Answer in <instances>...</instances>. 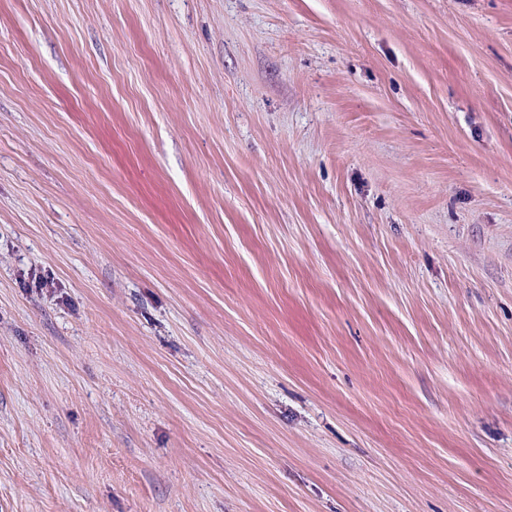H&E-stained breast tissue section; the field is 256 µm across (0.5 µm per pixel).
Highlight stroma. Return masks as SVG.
I'll return each instance as SVG.
<instances>
[{
	"mask_svg": "<svg viewBox=\"0 0 512 512\" xmlns=\"http://www.w3.org/2000/svg\"><path fill=\"white\" fill-rule=\"evenodd\" d=\"M0 512H512V0H0Z\"/></svg>",
	"mask_w": 512,
	"mask_h": 512,
	"instance_id": "35a3bbf8",
	"label": "stroma"
}]
</instances>
